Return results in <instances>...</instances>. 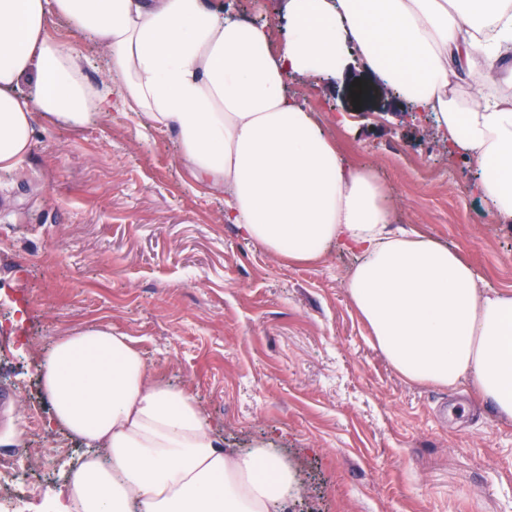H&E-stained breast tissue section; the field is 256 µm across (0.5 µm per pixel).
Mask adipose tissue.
Returning a JSON list of instances; mask_svg holds the SVG:
<instances>
[{
	"label": "adipose tissue",
	"mask_w": 512,
	"mask_h": 512,
	"mask_svg": "<svg viewBox=\"0 0 512 512\" xmlns=\"http://www.w3.org/2000/svg\"><path fill=\"white\" fill-rule=\"evenodd\" d=\"M285 13L276 53L265 26L207 0H0V173L29 155L41 117L80 127L117 107L174 131L245 238L291 263L337 242L359 253L348 296L403 377L470 382L512 420V290L482 287L448 245L391 233L374 170L347 163L286 92L290 75L336 80L360 65L477 166L485 223H512V0H287ZM52 16L106 52L107 85L48 34ZM38 369L54 424L87 446L51 512H279L298 492L272 449L224 448L197 398L154 376L128 337L84 328Z\"/></svg>",
	"instance_id": "obj_1"
}]
</instances>
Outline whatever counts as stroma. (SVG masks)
Segmentation results:
<instances>
[{
  "instance_id": "35a3bbf8",
  "label": "stroma",
  "mask_w": 512,
  "mask_h": 512,
  "mask_svg": "<svg viewBox=\"0 0 512 512\" xmlns=\"http://www.w3.org/2000/svg\"><path fill=\"white\" fill-rule=\"evenodd\" d=\"M284 0H213L219 13L288 39ZM75 41L85 76L107 79L102 49ZM366 90L353 101L354 82ZM347 161L372 168L415 230L457 249L488 287L512 290V224H488L479 172L452 156L430 115L350 67L295 75ZM355 124L336 126L338 111ZM18 170L0 174V497L48 512L85 445L54 425L38 362L57 340L112 328L161 377L191 391L225 447L266 444L300 486L281 512H512V421L468 384L404 379L373 343L344 286L355 255L331 247L291 265L224 221V192L198 184L174 133L121 115L74 128L38 121Z\"/></svg>"
}]
</instances>
